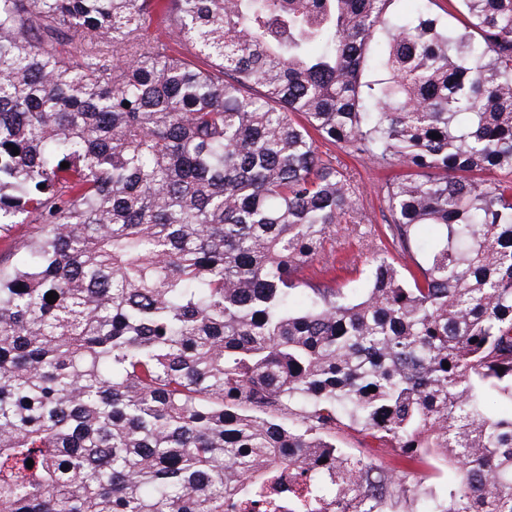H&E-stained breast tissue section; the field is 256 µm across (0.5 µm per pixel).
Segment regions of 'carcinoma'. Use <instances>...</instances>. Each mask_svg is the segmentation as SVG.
I'll list each match as a JSON object with an SVG mask.
<instances>
[{
	"instance_id": "obj_1",
	"label": "carcinoma",
	"mask_w": 512,
	"mask_h": 512,
	"mask_svg": "<svg viewBox=\"0 0 512 512\" xmlns=\"http://www.w3.org/2000/svg\"><path fill=\"white\" fill-rule=\"evenodd\" d=\"M170 2L0 0V512H512V0ZM168 8V0H158L156 2V13L154 15V22L151 28V33L158 40L165 42L169 46L172 53L188 59H192L193 54L189 46L176 44L168 37L166 28ZM336 156H338L342 164L347 166L354 180L362 187L363 194L360 198L359 207L369 219V222L366 221L365 224H384L379 191L382 183L392 174V171L383 170L369 162L357 160L337 148ZM348 227L350 228L351 224L349 222H344L336 228V233L333 236V242L327 244V248H330V244L333 245L336 249V253L333 252L331 254L327 249V251L324 254H321V256H319L314 262L315 268L321 266L327 260L332 261L334 257H336V260H339L340 258H346L347 255L350 254L368 253L367 247L363 244L365 242H359L358 238L353 237V235L350 234V231L347 230ZM341 440L345 447L362 448L365 454L376 464L393 468L397 472L406 475L408 482L417 484L418 488L421 489L420 492H423L424 490L422 489L429 486L439 487L445 484L449 477L454 475V472H450L444 466H439L441 471L438 472L399 457L391 448H380L377 442L357 432H345ZM425 475H431V477L425 479Z\"/></svg>"
}]
</instances>
